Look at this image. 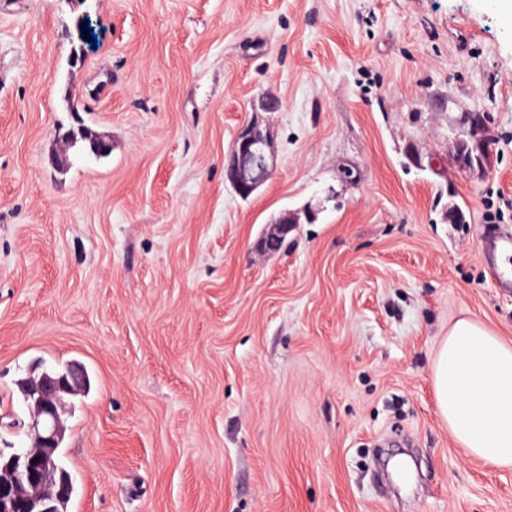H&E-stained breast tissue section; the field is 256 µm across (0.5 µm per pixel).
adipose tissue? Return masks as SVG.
I'll list each match as a JSON object with an SVG mask.
<instances>
[{
    "label": "adipose tissue",
    "instance_id": "1",
    "mask_svg": "<svg viewBox=\"0 0 512 512\" xmlns=\"http://www.w3.org/2000/svg\"><path fill=\"white\" fill-rule=\"evenodd\" d=\"M436 405L456 443L496 467H512V346L459 319L433 364Z\"/></svg>",
    "mask_w": 512,
    "mask_h": 512
}]
</instances>
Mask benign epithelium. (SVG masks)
Here are the masks:
<instances>
[{
    "label": "benign epithelium",
    "mask_w": 512,
    "mask_h": 512,
    "mask_svg": "<svg viewBox=\"0 0 512 512\" xmlns=\"http://www.w3.org/2000/svg\"><path fill=\"white\" fill-rule=\"evenodd\" d=\"M273 103L266 96L252 102L253 117L241 125L230 153L224 159L226 182L240 198L249 199L276 170L271 145V131L263 114L272 111ZM488 131L483 112H464L456 121L454 159L463 169L481 167L483 160L472 153L465 135L482 140ZM82 139L93 152L104 155L110 145L104 136L86 126ZM312 217L309 211L286 214L276 221L274 232L288 234L300 223V216ZM86 382L83 368L77 364L61 372L43 371L26 380V395L31 422L28 434L31 446L14 448L9 453L0 449V512H53V501L67 494L71 484L63 482L58 472L55 453L65 436L63 415L66 398L80 394Z\"/></svg>",
    "instance_id": "7a95c632"
}]
</instances>
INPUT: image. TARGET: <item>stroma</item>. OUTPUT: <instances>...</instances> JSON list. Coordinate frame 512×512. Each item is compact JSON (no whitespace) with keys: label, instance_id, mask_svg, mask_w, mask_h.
I'll return each instance as SVG.
<instances>
[{"label":"stroma","instance_id":"1","mask_svg":"<svg viewBox=\"0 0 512 512\" xmlns=\"http://www.w3.org/2000/svg\"><path fill=\"white\" fill-rule=\"evenodd\" d=\"M262 94L277 167L244 201L224 158ZM470 111L481 171L453 158ZM82 125L110 153L62 141ZM492 227L512 233L495 0H0V442L30 443L32 367L85 365L69 512H512V467L467 455L433 388L457 320L512 346ZM489 122L485 112H464L456 121V133L454 137V159L457 165L463 169L480 168L483 160L478 155H473L464 132L470 135L471 140H483L488 131Z\"/></svg>","mask_w":512,"mask_h":512}]
</instances>
